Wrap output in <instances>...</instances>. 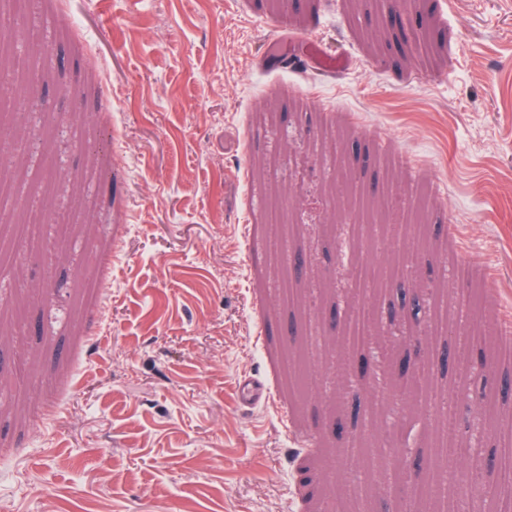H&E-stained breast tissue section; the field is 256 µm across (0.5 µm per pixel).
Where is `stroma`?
<instances>
[{
	"label": "stroma",
	"mask_w": 512,
	"mask_h": 512,
	"mask_svg": "<svg viewBox=\"0 0 512 512\" xmlns=\"http://www.w3.org/2000/svg\"><path fill=\"white\" fill-rule=\"evenodd\" d=\"M400 13L39 0L44 78L0 74L40 240L0 265V512H419L450 403L459 474L512 448V0ZM308 35L341 74L263 64ZM397 255L417 322L352 277Z\"/></svg>",
	"instance_id": "1"
}]
</instances>
